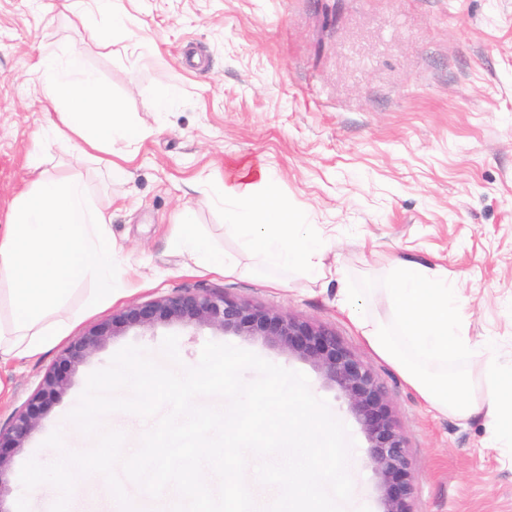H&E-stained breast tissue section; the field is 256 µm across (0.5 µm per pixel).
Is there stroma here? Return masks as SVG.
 Instances as JSON below:
<instances>
[{
  "label": "stroma",
  "mask_w": 512,
  "mask_h": 512,
  "mask_svg": "<svg viewBox=\"0 0 512 512\" xmlns=\"http://www.w3.org/2000/svg\"><path fill=\"white\" fill-rule=\"evenodd\" d=\"M120 26H113V17ZM110 31L98 41L93 28ZM83 56L112 101L144 129L127 177L43 138L33 71L42 46ZM179 96L158 111L159 85ZM38 152L57 176L77 175L110 207L115 257L111 306L90 312L96 284L73 293V335L134 302L205 290L323 326L383 384L413 460L415 512H512V448L487 445L483 417L429 407L336 305L335 286L293 275L285 284L241 257L231 276L199 275L173 244L190 210L216 250L234 232L210 203L225 172L254 161L293 215L336 227L335 255L376 319L396 262L447 273L468 302L469 333L512 357V0H112L81 25L57 0H0V225L25 189ZM179 338L184 364L206 342L251 351L304 373L349 428L359 465L347 512H380L368 444L346 404L311 362L263 339L177 323L131 328L81 364L69 387L13 457L0 512H14L19 474L76 405L88 376L133 344L159 354ZM62 346L0 366V428L39 388Z\"/></svg>",
  "instance_id": "35a3bbf8"
}]
</instances>
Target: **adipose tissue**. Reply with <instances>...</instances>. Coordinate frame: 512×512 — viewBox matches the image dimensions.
Returning a JSON list of instances; mask_svg holds the SVG:
<instances>
[{"label": "adipose tissue", "instance_id": "adipose-tissue-1", "mask_svg": "<svg viewBox=\"0 0 512 512\" xmlns=\"http://www.w3.org/2000/svg\"><path fill=\"white\" fill-rule=\"evenodd\" d=\"M37 69L46 108L59 116L50 129L53 137L80 145L88 157L106 144L136 148L142 130L112 105L82 57L47 46ZM28 169L30 187L0 226V281L10 285L7 310L0 312V364L47 351L68 335L64 311L79 283L98 282V303L112 298L115 249L108 208L93 201L82 178L49 174L38 155H31ZM271 181L265 166L246 165L227 173L212 191L241 252L270 268L335 283L342 312L425 402L462 418L483 416L493 425L491 445L512 443V361H499L486 341L469 335L467 305L456 285L422 265H398L387 290L391 318L374 319L348 269L329 261L334 240L318 225L289 217L287 203L269 192ZM175 244L202 271L230 275L239 267L236 255L215 251L196 231L191 211L180 215ZM472 355L485 360L488 393L480 401L467 383L443 369L449 357ZM434 363L441 372L431 371Z\"/></svg>", "mask_w": 512, "mask_h": 512}]
</instances>
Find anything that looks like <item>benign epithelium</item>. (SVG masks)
Here are the masks:
<instances>
[{
  "label": "benign epithelium",
  "mask_w": 512,
  "mask_h": 512,
  "mask_svg": "<svg viewBox=\"0 0 512 512\" xmlns=\"http://www.w3.org/2000/svg\"><path fill=\"white\" fill-rule=\"evenodd\" d=\"M172 322L262 337L316 364L344 398L366 437L378 478L381 512H413L411 457L387 404L384 388L370 368L343 346L334 333L320 326L215 293L188 292L134 303L75 337L44 376L12 427L0 431V475L10 465L11 452L24 447L38 427L48 404L68 387L76 367L102 349L115 330Z\"/></svg>",
  "instance_id": "obj_1"
}]
</instances>
